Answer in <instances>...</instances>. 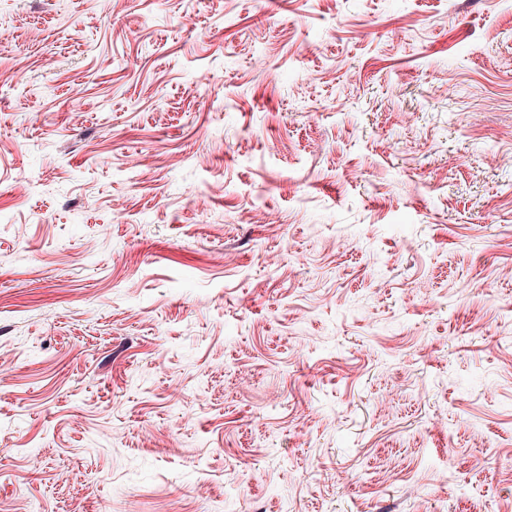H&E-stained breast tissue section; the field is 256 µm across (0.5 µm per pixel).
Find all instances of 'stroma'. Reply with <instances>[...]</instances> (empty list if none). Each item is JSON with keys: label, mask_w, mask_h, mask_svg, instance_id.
<instances>
[{"label": "stroma", "mask_w": 512, "mask_h": 512, "mask_svg": "<svg viewBox=\"0 0 512 512\" xmlns=\"http://www.w3.org/2000/svg\"><path fill=\"white\" fill-rule=\"evenodd\" d=\"M0 512H512V0H10Z\"/></svg>", "instance_id": "obj_1"}]
</instances>
